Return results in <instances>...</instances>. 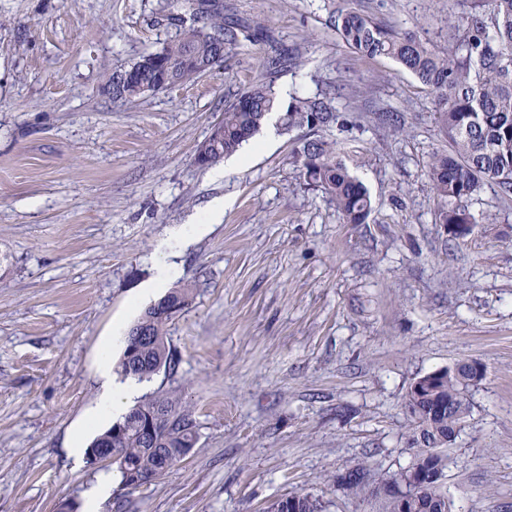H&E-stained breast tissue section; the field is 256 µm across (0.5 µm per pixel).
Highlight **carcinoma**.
I'll return each instance as SVG.
<instances>
[{"label":"carcinoma","mask_w":512,"mask_h":512,"mask_svg":"<svg viewBox=\"0 0 512 512\" xmlns=\"http://www.w3.org/2000/svg\"><path fill=\"white\" fill-rule=\"evenodd\" d=\"M459 9L448 20V42L439 47L415 32L399 31L374 20L360 0H341L329 12L327 27L349 49L368 58H387L413 75L435 96V120L448 140V147L433 153L427 177L443 202L441 224H477L467 201L486 185H495L500 198L512 200V0H454ZM188 13H171L168 24L174 34L163 46L141 55L131 65L106 76L112 99L126 101L147 93L183 84L224 60L227 50L243 41L272 43L274 38L257 21L224 16L220 0H190ZM273 112L281 113L288 129L318 131L343 128L349 116L337 111L333 98L323 92L312 96H289L278 100L266 77L259 78L233 102L224 106L220 121L224 137L210 147L205 165L212 166L236 153L263 127ZM292 163L304 182L325 195L348 224H364L372 212L371 197L353 177L340 157L334 140L304 137L292 155ZM139 321L148 324L154 340L123 351L119 367L126 376L150 379L159 371L175 369L177 360L167 345L170 318L147 308ZM435 385L421 392L408 390L404 407L413 424L407 443L413 454L407 466L388 477L383 512H400L399 499L391 486L411 485L421 473L438 481L445 477L448 456L441 449L455 442L470 406L465 396L475 382L472 363L461 361L440 369ZM169 421L155 442L144 438L132 417L146 419L157 413ZM197 441V423L175 391H159L132 408L122 420L100 433L90 447L107 445L116 460L112 465L121 482L149 474L164 464L176 467ZM368 471L355 467L341 478L350 490L364 486ZM268 512H322L318 499L290 495L277 500ZM411 512H452L442 485H432L416 495Z\"/></svg>","instance_id":"obj_1"}]
</instances>
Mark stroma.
<instances>
[{"instance_id":"1","label":"stroma","mask_w":512,"mask_h":512,"mask_svg":"<svg viewBox=\"0 0 512 512\" xmlns=\"http://www.w3.org/2000/svg\"><path fill=\"white\" fill-rule=\"evenodd\" d=\"M330 0H224L263 22L302 64L272 74L280 100L329 92L351 123L342 142L373 211L344 223L291 156L303 132L261 129L243 166H199L196 148L271 55L243 43L193 80L131 101L103 85L158 50L173 0H0V512H267L293 494L323 512H383L375 493L412 452L411 383L478 362L470 413L447 448L453 512H512V205L494 186L468 202L462 240L438 221L426 176L445 138L435 98L386 58L325 26ZM396 29L442 44L448 0H363ZM393 111L399 128L379 115ZM221 223L176 259L191 303L167 326L175 371L140 394L177 390L198 424L185 459L130 490L115 466L71 453L95 420L102 358L151 305L144 290L173 230L213 201ZM365 465L360 491L339 478Z\"/></svg>"}]
</instances>
